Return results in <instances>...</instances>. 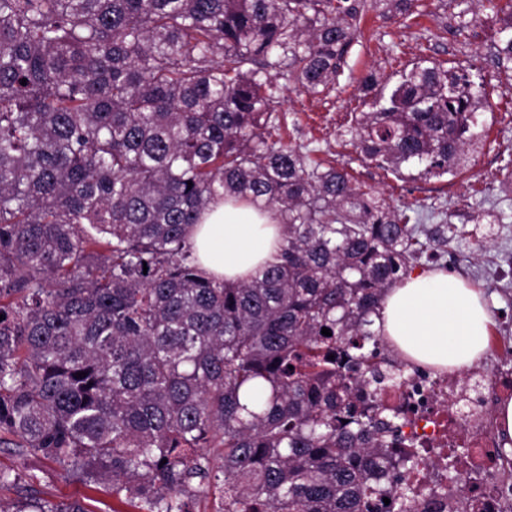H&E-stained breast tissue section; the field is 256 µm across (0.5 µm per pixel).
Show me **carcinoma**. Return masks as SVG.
<instances>
[{
  "label": "carcinoma",
  "instance_id": "cac0c4a2",
  "mask_svg": "<svg viewBox=\"0 0 512 512\" xmlns=\"http://www.w3.org/2000/svg\"><path fill=\"white\" fill-rule=\"evenodd\" d=\"M505 8L495 60L512 70ZM367 9L0 0V447L141 512H367L383 496L411 512L405 475L381 482L397 417L343 409L402 381L367 341L427 243L410 208L283 142L275 108L279 78L336 88ZM362 90L344 133L363 158L399 176L468 166L484 85L422 60ZM226 197L287 229L278 262L240 283L207 276L188 238ZM0 512L91 510L30 496Z\"/></svg>",
  "mask_w": 512,
  "mask_h": 512
}]
</instances>
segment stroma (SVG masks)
Here are the masks:
<instances>
[{"label":"stroma","mask_w":512,"mask_h":512,"mask_svg":"<svg viewBox=\"0 0 512 512\" xmlns=\"http://www.w3.org/2000/svg\"><path fill=\"white\" fill-rule=\"evenodd\" d=\"M503 12L488 0H412L405 13L368 9L362 39L347 54L345 76L335 90L322 95L301 93L281 84L277 112L287 120L284 142L301 146L317 162L344 169L353 183L396 205L422 214L425 227L454 225L459 235L444 248L438 263L421 257L412 270L440 269L478 290L490 316L489 344L476 368L512 365V351L499 339L502 318L512 317V287L488 278L484 270L512 253V190L504 180L512 172V70L494 62ZM422 58L463 68L489 91L478 112L482 139L465 169L440 178L395 176L364 160L342 137L351 113L361 111L362 79L374 75L379 86H391L397 73ZM19 474L18 483L0 486V499L19 500L29 491L52 503L92 501L95 512H136L113 500L105 486L66 474L57 464L20 448H0V470Z\"/></svg>","instance_id":"1"}]
</instances>
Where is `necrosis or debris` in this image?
<instances>
[{"label":"necrosis or debris","instance_id":"obj_1","mask_svg":"<svg viewBox=\"0 0 512 512\" xmlns=\"http://www.w3.org/2000/svg\"><path fill=\"white\" fill-rule=\"evenodd\" d=\"M487 384L494 398L512 396V374L488 375L474 371L454 376L426 368L409 373L403 384L385 394L388 405L403 406L399 422L403 440L413 442L424 465L409 477L418 489L412 502L415 512H512V501L504 497L494 463L498 442L488 402L473 399L472 381ZM464 449L456 466L467 481L465 491L448 495V451Z\"/></svg>","mask_w":512,"mask_h":512}]
</instances>
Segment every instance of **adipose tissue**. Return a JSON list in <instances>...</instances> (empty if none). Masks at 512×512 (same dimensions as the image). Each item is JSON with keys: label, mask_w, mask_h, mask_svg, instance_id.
Here are the masks:
<instances>
[{"label": "adipose tissue", "mask_w": 512, "mask_h": 512, "mask_svg": "<svg viewBox=\"0 0 512 512\" xmlns=\"http://www.w3.org/2000/svg\"><path fill=\"white\" fill-rule=\"evenodd\" d=\"M284 234L269 211L227 200L211 205L191 228L200 267L234 283L273 261ZM380 314L385 335L404 355L439 369L470 366L488 344L482 297L443 271L416 272L390 288Z\"/></svg>", "instance_id": "obj_1"}]
</instances>
